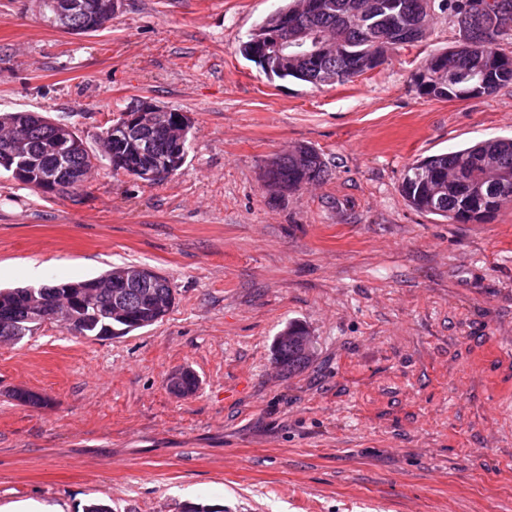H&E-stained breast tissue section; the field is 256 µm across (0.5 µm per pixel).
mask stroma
Segmentation results:
<instances>
[{
    "instance_id": "stroma-1",
    "label": "stroma",
    "mask_w": 512,
    "mask_h": 512,
    "mask_svg": "<svg viewBox=\"0 0 512 512\" xmlns=\"http://www.w3.org/2000/svg\"><path fill=\"white\" fill-rule=\"evenodd\" d=\"M279 4L118 0L76 36L37 0H0V112L69 123L95 153L138 99L194 123L156 185L102 161L77 193L42 194L0 169V288L127 264L176 295L126 336L46 325L0 342V506L512 512V208L454 224L400 190L416 159L512 138V84L420 95L429 54L459 40L444 16L352 81L268 78L238 46ZM302 143L328 177L270 200L267 160ZM292 321L316 354L290 376L273 345ZM182 368L200 380L187 398L166 387Z\"/></svg>"
}]
</instances>
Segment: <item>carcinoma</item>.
Instances as JSON below:
<instances>
[{
  "instance_id": "1",
  "label": "carcinoma",
  "mask_w": 512,
  "mask_h": 512,
  "mask_svg": "<svg viewBox=\"0 0 512 512\" xmlns=\"http://www.w3.org/2000/svg\"><path fill=\"white\" fill-rule=\"evenodd\" d=\"M80 9L72 19L73 34L95 33L112 21L111 0H79ZM312 12L303 10L304 0H289L258 21L247 39L239 45L240 54L255 63L268 76L293 78L315 87L344 83L371 67L375 58L386 60L402 48L399 34L404 30L414 33L413 43L425 41L429 34V20L440 11L457 23L460 40L448 49L437 50L425 61L421 73L424 81L416 82L422 95L441 99H468L495 92L512 83V55L503 51L502 44L512 40V0H313ZM288 17L292 27L325 30L336 39V48L320 60L319 66L301 58L288 60V65L267 67L255 58L258 39L268 32H280L282 17ZM30 112L0 113V130L25 125L26 159L24 175L12 176L18 183L38 192H45L41 184L45 169L59 168L67 179L55 190L63 194L78 190L83 185L81 172L95 166V161L108 162L112 170L122 171L139 180L138 171L145 159L134 152L135 146L126 140L112 139V155L98 157L90 152L83 139L72 134L64 146L55 143L54 130L48 125L27 124ZM192 123H187L180 139L169 137L164 129L154 130L158 149L169 160L184 163L190 145ZM328 176L321 154L311 146L301 145L298 151L276 155L267 171L268 185H277L272 192L283 197L303 187L320 182ZM401 192L414 210L440 216L452 223L466 218L468 224H487L500 211L512 208V139L490 138L470 146L433 155L410 164L404 173ZM114 270L84 281L43 285L30 290L14 288L0 290V305L21 307L30 293L44 301L45 314L24 322L26 334L16 332V326L0 328V337L20 341L32 335L45 324L54 323L51 316L56 299L66 295V289L85 287L94 298L93 306L80 313V318L66 326L79 336L106 338L125 336L132 331L152 326L161 321L167 309H159L153 302L158 297L175 301L174 291L163 276L152 278L130 293L131 304L123 317L112 315L110 285ZM305 327L299 323L288 325L290 339L274 343V358L282 371L292 376L304 371L312 357L303 354L293 337L302 334Z\"/></svg>"
}]
</instances>
